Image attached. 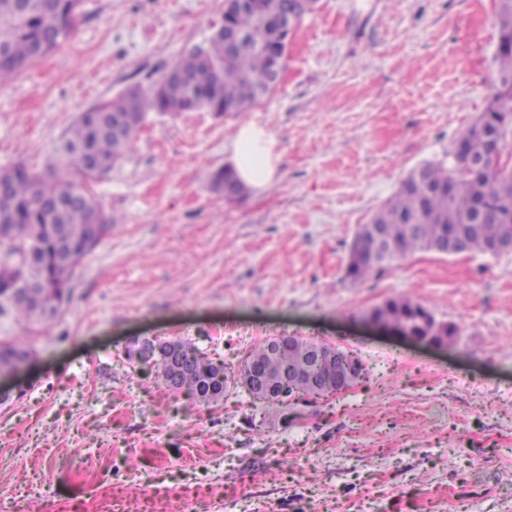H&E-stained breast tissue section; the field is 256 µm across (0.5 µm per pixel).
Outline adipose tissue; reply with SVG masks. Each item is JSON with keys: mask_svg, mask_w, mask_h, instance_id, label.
<instances>
[{"mask_svg": "<svg viewBox=\"0 0 512 512\" xmlns=\"http://www.w3.org/2000/svg\"><path fill=\"white\" fill-rule=\"evenodd\" d=\"M281 157L275 139L267 130L247 123L239 128L234 138L230 164L241 181L260 191L273 182Z\"/></svg>", "mask_w": 512, "mask_h": 512, "instance_id": "obj_1", "label": "adipose tissue"}]
</instances>
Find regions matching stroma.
Wrapping results in <instances>:
<instances>
[{
    "label": "stroma",
    "mask_w": 512,
    "mask_h": 512,
    "mask_svg": "<svg viewBox=\"0 0 512 512\" xmlns=\"http://www.w3.org/2000/svg\"><path fill=\"white\" fill-rule=\"evenodd\" d=\"M497 0H318L276 87L246 112L150 113L92 183L116 219L60 316L0 319L37 361L0 405V512H512V254L419 251L345 281L362 224L445 159L497 78ZM224 0H83L74 37L0 89V172L42 170L79 112L160 79ZM282 175L209 188L238 128ZM407 297L461 325L427 348L364 314ZM337 344L365 378L280 413L232 387L209 408L127 359L191 341L237 365L280 334Z\"/></svg>",
    "instance_id": "1"
}]
</instances>
